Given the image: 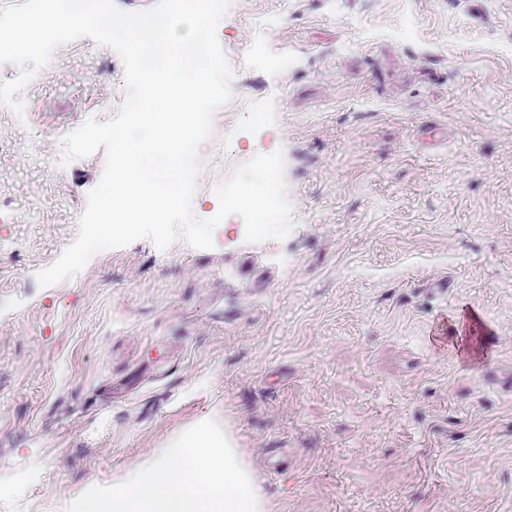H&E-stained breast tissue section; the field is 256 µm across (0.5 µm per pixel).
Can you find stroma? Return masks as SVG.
<instances>
[{"label": "stroma", "mask_w": 512, "mask_h": 512, "mask_svg": "<svg viewBox=\"0 0 512 512\" xmlns=\"http://www.w3.org/2000/svg\"><path fill=\"white\" fill-rule=\"evenodd\" d=\"M232 100L193 199L283 150L296 226L77 234L118 54L81 38L0 106V512H66L210 416L269 512H512V0H233Z\"/></svg>", "instance_id": "1"}]
</instances>
